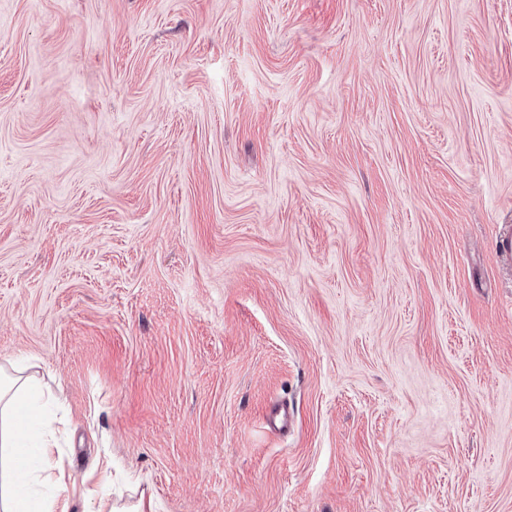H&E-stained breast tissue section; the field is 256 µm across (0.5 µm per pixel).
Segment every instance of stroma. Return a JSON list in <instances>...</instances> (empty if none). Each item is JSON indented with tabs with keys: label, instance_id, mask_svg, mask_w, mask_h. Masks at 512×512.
Here are the masks:
<instances>
[{
	"label": "stroma",
	"instance_id": "1",
	"mask_svg": "<svg viewBox=\"0 0 512 512\" xmlns=\"http://www.w3.org/2000/svg\"><path fill=\"white\" fill-rule=\"evenodd\" d=\"M506 224L512 0H0V364L70 512H512Z\"/></svg>",
	"mask_w": 512,
	"mask_h": 512
}]
</instances>
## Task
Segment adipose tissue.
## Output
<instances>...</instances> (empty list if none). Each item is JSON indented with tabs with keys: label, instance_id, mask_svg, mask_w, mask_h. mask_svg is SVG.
Returning <instances> with one entry per match:
<instances>
[{
	"label": "adipose tissue",
	"instance_id": "adipose-tissue-1",
	"mask_svg": "<svg viewBox=\"0 0 512 512\" xmlns=\"http://www.w3.org/2000/svg\"><path fill=\"white\" fill-rule=\"evenodd\" d=\"M28 358H18L11 372L0 370V512H69L68 499L33 498L26 480L36 472L42 483L56 486L52 464L60 428H47V396Z\"/></svg>",
	"mask_w": 512,
	"mask_h": 512
}]
</instances>
